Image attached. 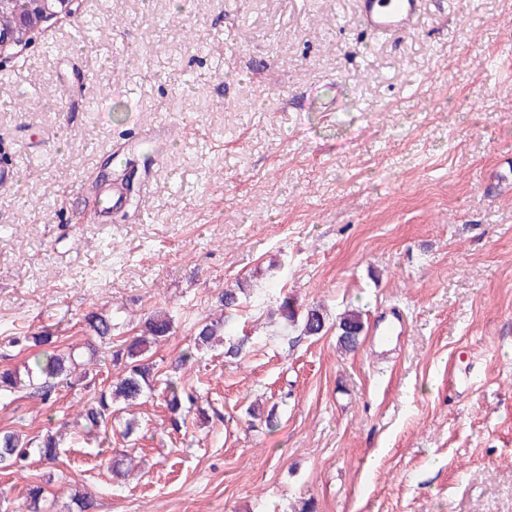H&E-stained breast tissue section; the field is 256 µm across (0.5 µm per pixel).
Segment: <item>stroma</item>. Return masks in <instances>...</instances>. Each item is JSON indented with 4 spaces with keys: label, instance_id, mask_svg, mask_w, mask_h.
Listing matches in <instances>:
<instances>
[{
    "label": "stroma",
    "instance_id": "35a3bbf8",
    "mask_svg": "<svg viewBox=\"0 0 512 512\" xmlns=\"http://www.w3.org/2000/svg\"><path fill=\"white\" fill-rule=\"evenodd\" d=\"M0 157V366L33 353L13 337L80 347L88 313L121 337L163 308L151 359L198 392L178 431L159 397L134 407L103 456L74 424L106 375L1 398L0 429L66 435L47 512L84 489L95 512H512V0H423L385 36L356 0H76L0 67ZM115 182L125 203L101 212ZM239 280L242 354L179 365ZM282 294L360 309V348L271 321ZM42 472L0 469V512Z\"/></svg>",
    "mask_w": 512,
    "mask_h": 512
}]
</instances>
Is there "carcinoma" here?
I'll use <instances>...</instances> for the list:
<instances>
[{"instance_id": "cac0c4a2", "label": "carcinoma", "mask_w": 512, "mask_h": 512, "mask_svg": "<svg viewBox=\"0 0 512 512\" xmlns=\"http://www.w3.org/2000/svg\"><path fill=\"white\" fill-rule=\"evenodd\" d=\"M244 295L243 283H237L235 288H226L219 296V302L227 311L235 310L240 305ZM293 298L284 297L278 306V315L285 325L296 326L302 321L301 333L305 336H318L327 331L326 317L321 307L306 309L303 316H298ZM86 328L92 333L94 340L86 343L93 358L86 362L77 361V354L71 348L57 345L54 337L42 331L32 336L16 337L12 343L19 345L32 342L40 351L33 357L32 364L19 369L17 367L0 368V396H8L23 390L40 397L48 402L56 395L59 385L63 382H84L96 377L102 369L98 354V345L112 344V314L91 312L84 316ZM226 321H205L201 323L194 337L193 347L184 351L180 362L185 364L195 360L199 354L214 347L217 337L224 335ZM339 347L352 352L358 348L360 336L364 331L362 313L357 310L346 311L337 321ZM172 330V319L166 312L149 315L138 336L124 342L118 349L110 352V364L119 368L110 384L102 389L87 403L78 414L75 424L81 427L84 439H93V433L105 431L112 421L114 407L122 402L132 405L143 399L154 390L155 385H161L160 396L169 413L172 426H181V419L188 407L196 403L191 388L181 380L172 376H161L155 372L150 362L148 351L153 344L164 340ZM63 448L62 436L54 433L26 439L15 430L0 429V468H15L35 455L46 465H53L59 459ZM53 471L45 472L37 482L28 484L25 488L27 512H42L46 486L52 484Z\"/></svg>"}]
</instances>
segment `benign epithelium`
<instances>
[{
  "label": "benign epithelium",
  "mask_w": 512,
  "mask_h": 512,
  "mask_svg": "<svg viewBox=\"0 0 512 512\" xmlns=\"http://www.w3.org/2000/svg\"><path fill=\"white\" fill-rule=\"evenodd\" d=\"M75 0H27L24 9L15 12V27L0 31V63L22 56L32 34L63 14L72 11Z\"/></svg>",
  "instance_id": "obj_1"
}]
</instances>
